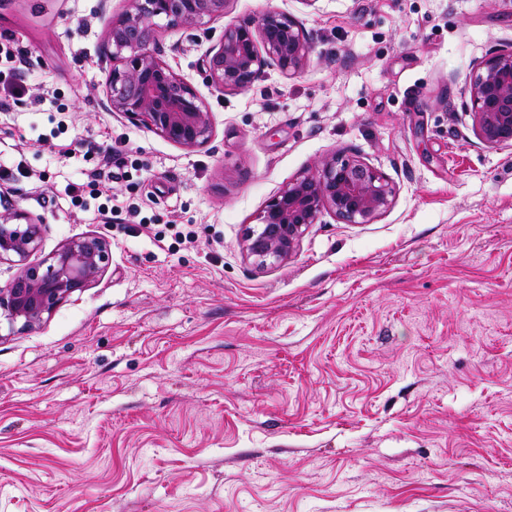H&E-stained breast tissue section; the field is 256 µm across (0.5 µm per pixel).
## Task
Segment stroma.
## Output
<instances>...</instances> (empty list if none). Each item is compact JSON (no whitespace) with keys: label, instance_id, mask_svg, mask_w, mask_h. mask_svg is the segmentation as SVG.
Returning a JSON list of instances; mask_svg holds the SVG:
<instances>
[{"label":"stroma","instance_id":"obj_1","mask_svg":"<svg viewBox=\"0 0 512 512\" xmlns=\"http://www.w3.org/2000/svg\"><path fill=\"white\" fill-rule=\"evenodd\" d=\"M125 7L0 0V84L9 54L28 66L0 112V159L27 175L0 180V212L43 222L35 263L112 243L98 282L0 338V512H512V147L476 139L463 93L512 44V0H232L163 28L214 124L191 152L108 108ZM269 9L302 23L307 67L214 86L225 26ZM117 140L105 225L86 144ZM331 152L380 170L391 207L324 214L256 268L246 226Z\"/></svg>","mask_w":512,"mask_h":512}]
</instances>
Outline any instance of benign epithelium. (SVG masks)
I'll return each instance as SVG.
<instances>
[{"instance_id":"1","label":"benign epithelium","mask_w":512,"mask_h":512,"mask_svg":"<svg viewBox=\"0 0 512 512\" xmlns=\"http://www.w3.org/2000/svg\"><path fill=\"white\" fill-rule=\"evenodd\" d=\"M128 8L108 23L112 70L109 110L144 123L187 151L206 145L214 128L192 85L151 49L166 20L193 28L224 17L232 0H127ZM312 48L302 24L279 10L224 28L206 60L209 81L231 91L248 89L274 65L293 77L306 67ZM465 109L476 138L489 148L512 147V45L491 51L465 84ZM394 187L378 169L355 157L330 153L296 177L266 204L258 223L246 227L242 248L260 268L288 262L310 225L326 211L346 224H364L388 210ZM43 223L19 210L0 213V262L18 266L0 287V323L39 326L72 295L97 282L110 261L111 244L91 234L62 244L44 261L29 257L42 242Z\"/></svg>"}]
</instances>
